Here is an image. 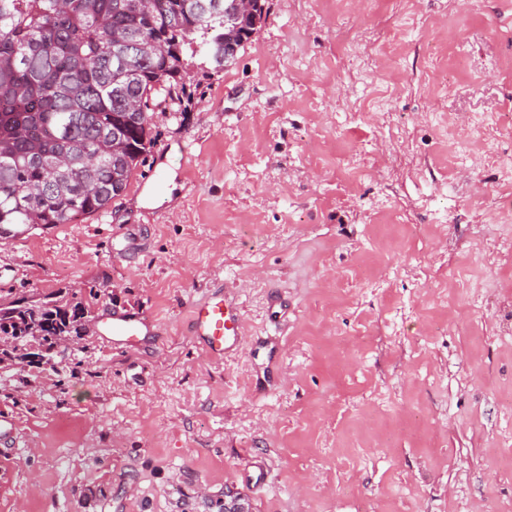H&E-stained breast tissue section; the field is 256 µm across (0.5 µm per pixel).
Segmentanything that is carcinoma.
<instances>
[{
    "mask_svg": "<svg viewBox=\"0 0 512 512\" xmlns=\"http://www.w3.org/2000/svg\"><path fill=\"white\" fill-rule=\"evenodd\" d=\"M198 0H0V226L69 224L117 198L153 146L151 112L186 95L191 67L224 69V26L256 28ZM137 120H128L129 113ZM88 306L22 296L0 334L51 350L86 332Z\"/></svg>",
    "mask_w": 512,
    "mask_h": 512,
    "instance_id": "obj_1",
    "label": "carcinoma"
}]
</instances>
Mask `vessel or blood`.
<instances>
[{"mask_svg": "<svg viewBox=\"0 0 512 512\" xmlns=\"http://www.w3.org/2000/svg\"><path fill=\"white\" fill-rule=\"evenodd\" d=\"M188 330L204 352L217 361L238 350L247 332L240 304L219 291L192 306ZM111 332L113 341L138 343L153 335L154 324L136 314H116L112 317Z\"/></svg>", "mask_w": 512, "mask_h": 512, "instance_id": "obj_1", "label": "vessel or blood"}]
</instances>
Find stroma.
Segmentation results:
<instances>
[{
    "label": "stroma",
    "mask_w": 512,
    "mask_h": 512,
    "mask_svg": "<svg viewBox=\"0 0 512 512\" xmlns=\"http://www.w3.org/2000/svg\"><path fill=\"white\" fill-rule=\"evenodd\" d=\"M510 123L512 0H266L122 196L0 244V304L89 309L0 369V512H512ZM214 289L221 362L187 333ZM188 330L204 352L216 361L237 351L246 335V320L240 304L221 291H214L192 306ZM154 324L137 314H112V341L139 343L146 336H153Z\"/></svg>",
    "instance_id": "1"
}]
</instances>
